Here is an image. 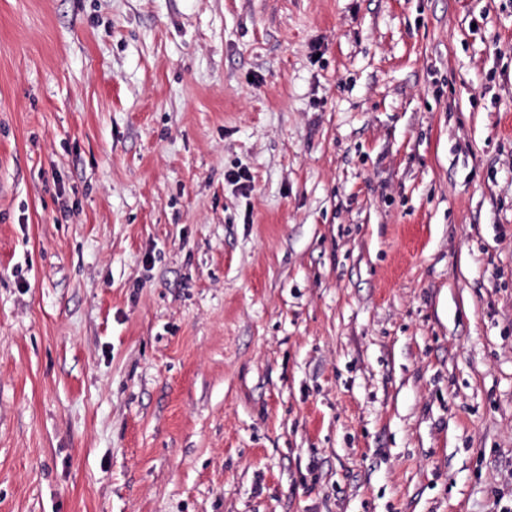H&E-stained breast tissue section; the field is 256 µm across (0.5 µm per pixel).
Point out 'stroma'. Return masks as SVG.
<instances>
[{
	"label": "stroma",
	"mask_w": 512,
	"mask_h": 512,
	"mask_svg": "<svg viewBox=\"0 0 512 512\" xmlns=\"http://www.w3.org/2000/svg\"><path fill=\"white\" fill-rule=\"evenodd\" d=\"M0 512H512V0H0Z\"/></svg>",
	"instance_id": "35a3bbf8"
}]
</instances>
